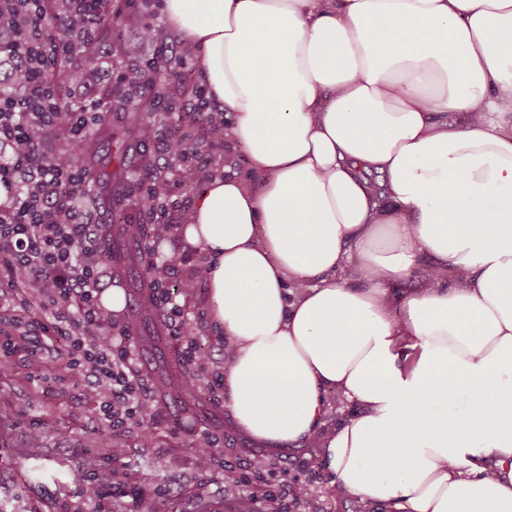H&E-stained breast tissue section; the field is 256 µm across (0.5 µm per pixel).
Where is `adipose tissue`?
<instances>
[{
    "label": "adipose tissue",
    "instance_id": "ef3b65f1",
    "mask_svg": "<svg viewBox=\"0 0 512 512\" xmlns=\"http://www.w3.org/2000/svg\"><path fill=\"white\" fill-rule=\"evenodd\" d=\"M164 11L252 170L184 229L236 426L318 438L335 487L387 512H512V0ZM330 391L357 410L326 432Z\"/></svg>",
    "mask_w": 512,
    "mask_h": 512
}]
</instances>
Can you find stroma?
Instances as JSON below:
<instances>
[{
    "instance_id": "35a3bbf8",
    "label": "stroma",
    "mask_w": 512,
    "mask_h": 512,
    "mask_svg": "<svg viewBox=\"0 0 512 512\" xmlns=\"http://www.w3.org/2000/svg\"><path fill=\"white\" fill-rule=\"evenodd\" d=\"M130 168L128 186L91 192L99 223L115 214H129L143 189L140 181L155 160V146L126 141ZM208 368L190 367L191 380L177 394L156 395L163 418L156 426H133L112 436L98 418V405L80 396L83 378L65 361L48 358L41 375L4 368L0 371V512H28L30 506H51L74 492L81 476H109L166 488L159 512H236V496L225 493L220 476L202 478L194 465L196 435L224 436V462L239 466L259 456L272 463L264 490L277 492L282 483L307 486L309 495L288 512H376L359 499L336 494L333 472L313 441L272 450L239 430L228 407L212 401L209 382L225 370L228 344L215 325L206 336Z\"/></svg>"
}]
</instances>
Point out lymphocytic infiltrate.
I'll return each mask as SVG.
<instances>
[{
    "mask_svg": "<svg viewBox=\"0 0 512 512\" xmlns=\"http://www.w3.org/2000/svg\"><path fill=\"white\" fill-rule=\"evenodd\" d=\"M143 23L137 32L146 45L142 59L115 68L112 52L100 41L112 12L107 0H73L64 15H49L45 0H0V353L15 365L38 372L42 354L31 339L43 335L64 339L69 366L82 370L100 415L113 434L145 419H158L151 389L134 362L135 343L129 327L113 331L96 303L115 264L101 261L106 227L99 224L80 187L83 172L62 146L84 139L111 112L113 100L145 88L150 63L164 59L186 66L156 28L159 0H127ZM94 53L93 69L77 70L67 95L50 78L55 64ZM183 172L147 174L146 195L139 209L147 223L159 225L161 241L177 250L174 259L156 263L150 303L161 312L172 340L186 362L204 365L199 340L202 321L189 317L177 300L178 289H190L207 267L193 253L181 251L175 214L188 209L179 194ZM36 285L45 319L32 326L11 316L8 303L24 301L23 288ZM197 468L205 475L222 472L225 489L248 497L252 512H283L282 497L301 501L300 486L288 485L282 495L248 493L250 480H263L264 459L246 460V475L225 468L223 435L204 432L196 441ZM140 506L153 505L160 487L140 483L99 484L86 480L72 499L55 504L53 512H81L82 504L115 493Z\"/></svg>",
    "mask_w": 512,
    "mask_h": 512,
    "instance_id": "lymphocytic-infiltrate-1",
    "label": "lymphocytic infiltrate"
}]
</instances>
